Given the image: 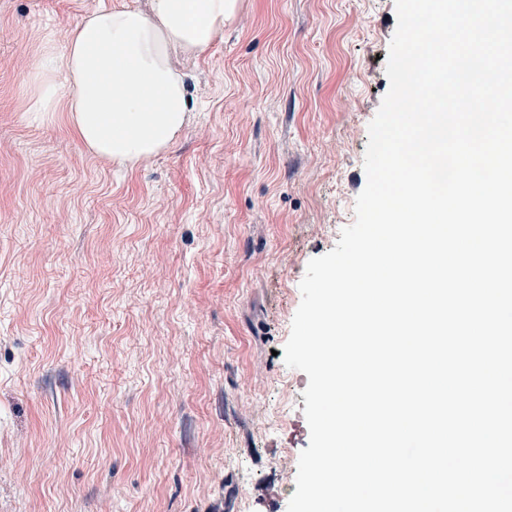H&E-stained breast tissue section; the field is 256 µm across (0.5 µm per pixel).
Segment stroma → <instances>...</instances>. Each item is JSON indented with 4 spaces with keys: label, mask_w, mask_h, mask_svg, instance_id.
<instances>
[{
    "label": "stroma",
    "mask_w": 512,
    "mask_h": 512,
    "mask_svg": "<svg viewBox=\"0 0 512 512\" xmlns=\"http://www.w3.org/2000/svg\"><path fill=\"white\" fill-rule=\"evenodd\" d=\"M134 5L0 0V512H287L308 377L281 351L355 220L395 0H240L183 67L184 132L121 167L24 106L43 44Z\"/></svg>",
    "instance_id": "35a3bbf8"
}]
</instances>
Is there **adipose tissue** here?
I'll use <instances>...</instances> for the list:
<instances>
[{
  "instance_id": "adipose-tissue-1",
  "label": "adipose tissue",
  "mask_w": 512,
  "mask_h": 512,
  "mask_svg": "<svg viewBox=\"0 0 512 512\" xmlns=\"http://www.w3.org/2000/svg\"><path fill=\"white\" fill-rule=\"evenodd\" d=\"M238 0H150L149 10L99 8L46 47L32 75L26 118L67 112L98 157L133 165L168 150L190 110L180 62L219 40Z\"/></svg>"
}]
</instances>
